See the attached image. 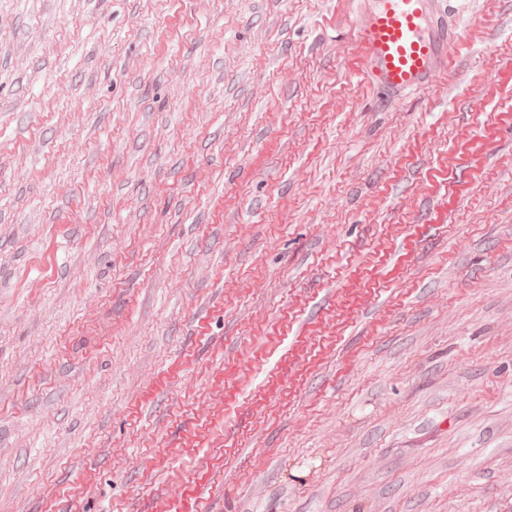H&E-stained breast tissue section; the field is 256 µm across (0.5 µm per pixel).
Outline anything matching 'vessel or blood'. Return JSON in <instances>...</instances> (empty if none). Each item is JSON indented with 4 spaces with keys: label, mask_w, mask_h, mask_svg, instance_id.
Listing matches in <instances>:
<instances>
[{
    "label": "vessel or blood",
    "mask_w": 512,
    "mask_h": 512,
    "mask_svg": "<svg viewBox=\"0 0 512 512\" xmlns=\"http://www.w3.org/2000/svg\"><path fill=\"white\" fill-rule=\"evenodd\" d=\"M461 32L448 28L444 0H361L357 50L363 79L393 96L432 84Z\"/></svg>",
    "instance_id": "obj_1"
}]
</instances>
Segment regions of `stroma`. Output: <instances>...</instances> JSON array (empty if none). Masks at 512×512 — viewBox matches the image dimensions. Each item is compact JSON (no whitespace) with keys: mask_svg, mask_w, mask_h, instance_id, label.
Segmentation results:
<instances>
[{"mask_svg":"<svg viewBox=\"0 0 512 512\" xmlns=\"http://www.w3.org/2000/svg\"><path fill=\"white\" fill-rule=\"evenodd\" d=\"M358 9L0 0V512H512V0ZM444 0H362L357 50L362 78L393 96L425 88L464 31H449Z\"/></svg>","mask_w":512,"mask_h":512,"instance_id":"35a3bbf8","label":"stroma"}]
</instances>
